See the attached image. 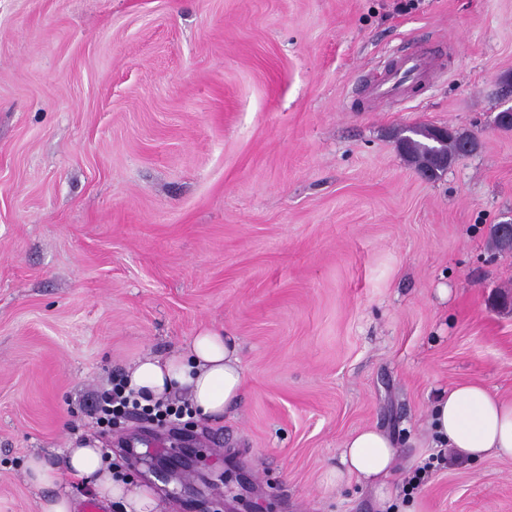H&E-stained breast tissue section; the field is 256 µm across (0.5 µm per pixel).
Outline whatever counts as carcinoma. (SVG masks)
I'll list each match as a JSON object with an SVG mask.
<instances>
[{
    "mask_svg": "<svg viewBox=\"0 0 512 512\" xmlns=\"http://www.w3.org/2000/svg\"><path fill=\"white\" fill-rule=\"evenodd\" d=\"M409 132L401 138L402 153L428 178L437 176L463 148L472 152L477 146L472 137L452 130L442 140L436 139L434 129L427 126L411 128Z\"/></svg>",
    "mask_w": 512,
    "mask_h": 512,
    "instance_id": "carcinoma-1",
    "label": "carcinoma"
}]
</instances>
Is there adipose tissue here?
Masks as SVG:
<instances>
[{
  "mask_svg": "<svg viewBox=\"0 0 512 512\" xmlns=\"http://www.w3.org/2000/svg\"><path fill=\"white\" fill-rule=\"evenodd\" d=\"M124 382L127 389L139 393L142 404H165L182 394L194 416L212 419L241 399V350L234 338L206 328L169 356L146 354L132 361ZM430 428L437 447L450 449L459 458L477 461L491 453L512 459V399L492 394L483 386L461 384L439 393ZM396 453L387 433L363 428L345 440L340 465L330 476L338 483L353 476L372 485L381 512H387L391 506L387 481ZM67 474L84 480L101 501L118 503L124 512H157L159 507L153 490L124 480L102 448L86 442L67 449L59 466L40 454L26 458V481L45 493L41 512H74L71 490L63 482Z\"/></svg>",
  "mask_w": 512,
  "mask_h": 512,
  "instance_id": "obj_1",
  "label": "adipose tissue"
}]
</instances>
